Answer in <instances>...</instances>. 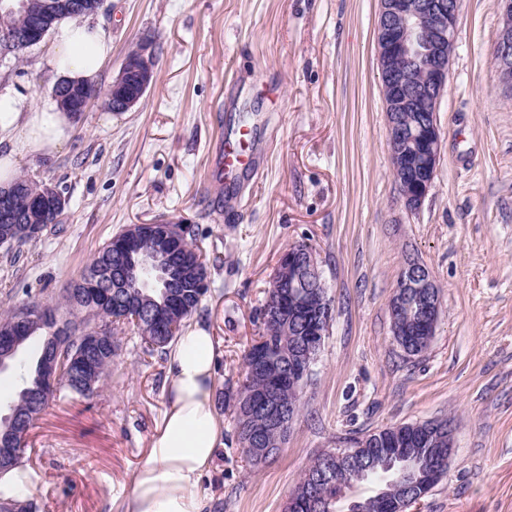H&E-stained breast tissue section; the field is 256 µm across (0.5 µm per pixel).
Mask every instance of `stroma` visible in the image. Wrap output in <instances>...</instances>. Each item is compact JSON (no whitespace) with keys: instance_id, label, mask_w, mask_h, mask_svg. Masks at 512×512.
I'll return each instance as SVG.
<instances>
[{"instance_id":"35a3bbf8","label":"stroma","mask_w":512,"mask_h":512,"mask_svg":"<svg viewBox=\"0 0 512 512\" xmlns=\"http://www.w3.org/2000/svg\"><path fill=\"white\" fill-rule=\"evenodd\" d=\"M377 13L378 0H104L93 19L112 57L96 87L144 41L154 81L131 111L92 103L61 152L22 169L66 205L19 259L0 252V311L58 299L126 225H190L209 271L193 319L217 342L219 398L243 376L281 254L316 251L333 320L288 442L250 465L222 411L207 512H284L319 454L441 417L454 453L419 512H512V95L492 60L501 18L493 0H462L438 171L410 210L390 166ZM48 47L21 64L0 59V89L49 94ZM242 126L266 149L265 170L250 194L225 184L219 203L206 193L208 146ZM410 258L441 289L435 336L417 356L394 340L388 310ZM118 341L97 391L60 396L31 429L21 461L39 483L26 512H124L166 409V360L131 330Z\"/></svg>"}]
</instances>
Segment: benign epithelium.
<instances>
[{
    "instance_id": "obj_1",
    "label": "benign epithelium",
    "mask_w": 512,
    "mask_h": 512,
    "mask_svg": "<svg viewBox=\"0 0 512 512\" xmlns=\"http://www.w3.org/2000/svg\"><path fill=\"white\" fill-rule=\"evenodd\" d=\"M379 13L376 27L377 62L385 106L388 143L392 173L398 184L404 205L417 208L428 195L441 157L442 139L436 112L447 88L448 63L454 49L461 0H378ZM502 25L493 49V59L504 87L512 91V0H494ZM83 8L80 0H42L40 15L59 12H77ZM31 31L5 27L0 30V53L18 55L30 46ZM154 73L143 71L137 59L127 57L112 81V108L116 112H129L141 101L151 86ZM14 192L0 187V222L15 221ZM140 235L154 238V253L167 255L182 248L186 240L184 224L165 221L158 224L131 225L123 236L112 240V249L129 250ZM313 288L321 293L320 305L315 313L321 320L311 329L308 354L288 367L285 381L305 383L311 372L309 353L322 347L325 332L320 324H330L333 306L327 296L317 258L312 251L283 253L271 281L266 313L278 317L288 311V289ZM418 305L419 326L415 335L426 337L431 343L439 316L440 294L429 270L416 261L405 266L399 284L389 301L393 335H401V328L409 318L413 305ZM104 341L102 331L89 330L82 336L86 356L93 357ZM60 348L46 357L43 380L52 385L60 378ZM242 402L257 404L268 422L280 427L285 418H293L268 392L260 394L251 389L241 390ZM426 435L445 447L438 449L428 463L421 467L413 483L400 487L396 497L378 491L379 497L371 502L366 498H351L347 512H412L421 499L446 476L453 452V429L443 419L428 422ZM369 437L353 440L351 448L336 450L315 461L314 471H332L333 464L348 460L354 449L367 447Z\"/></svg>"
}]
</instances>
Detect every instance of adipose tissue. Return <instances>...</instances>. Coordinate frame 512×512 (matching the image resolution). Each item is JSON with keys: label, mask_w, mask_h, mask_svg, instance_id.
Returning a JSON list of instances; mask_svg holds the SVG:
<instances>
[{"label": "adipose tissue", "mask_w": 512, "mask_h": 512, "mask_svg": "<svg viewBox=\"0 0 512 512\" xmlns=\"http://www.w3.org/2000/svg\"><path fill=\"white\" fill-rule=\"evenodd\" d=\"M111 54V41L93 20L64 19L54 29L43 65L56 84L92 83ZM76 120L54 97L36 102L0 89V185L9 184L20 165L61 151ZM215 358V339L200 324L187 328L172 346L168 406L135 473L125 512H205L202 481L224 435L214 403Z\"/></svg>", "instance_id": "obj_1"}]
</instances>
